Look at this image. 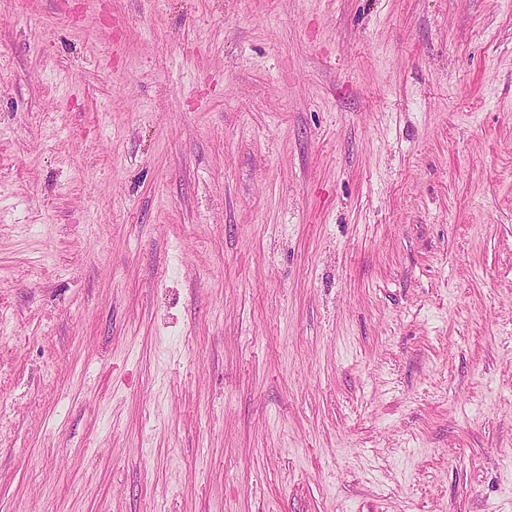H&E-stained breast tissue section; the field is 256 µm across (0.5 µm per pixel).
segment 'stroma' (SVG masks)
Segmentation results:
<instances>
[{"mask_svg":"<svg viewBox=\"0 0 512 512\" xmlns=\"http://www.w3.org/2000/svg\"><path fill=\"white\" fill-rule=\"evenodd\" d=\"M0 512H512V0H0Z\"/></svg>","mask_w":512,"mask_h":512,"instance_id":"stroma-1","label":"stroma"}]
</instances>
